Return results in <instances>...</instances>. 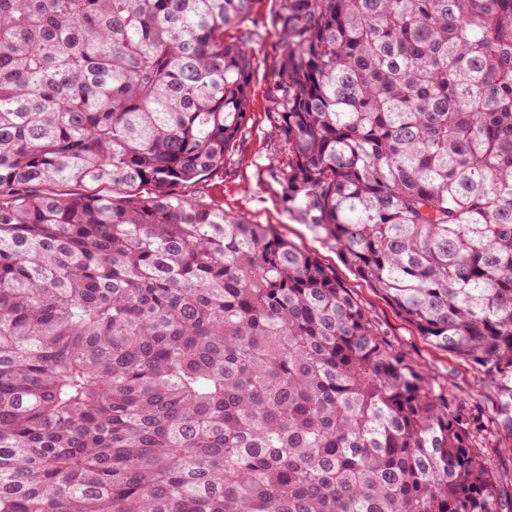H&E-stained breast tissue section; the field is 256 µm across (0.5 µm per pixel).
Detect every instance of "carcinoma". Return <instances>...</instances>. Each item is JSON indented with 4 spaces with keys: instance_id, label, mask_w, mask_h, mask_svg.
<instances>
[{
    "instance_id": "carcinoma-1",
    "label": "carcinoma",
    "mask_w": 512,
    "mask_h": 512,
    "mask_svg": "<svg viewBox=\"0 0 512 512\" xmlns=\"http://www.w3.org/2000/svg\"><path fill=\"white\" fill-rule=\"evenodd\" d=\"M256 0H0V512H512L448 388L224 169ZM288 204L512 431V0H276Z\"/></svg>"
}]
</instances>
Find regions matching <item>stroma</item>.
<instances>
[{"mask_svg": "<svg viewBox=\"0 0 512 512\" xmlns=\"http://www.w3.org/2000/svg\"><path fill=\"white\" fill-rule=\"evenodd\" d=\"M272 0H256L252 15L232 37H250L255 64L250 77L249 114L239 141L224 161V170L191 187V194L221 205L230 215L252 224H269L281 236L315 256L335 273L380 324L386 339L436 382L447 385L481 423V449L504 493L512 492V433L497 425L498 391L473 364L436 349L389 304L342 262L332 241L318 235L305 216L284 201L278 181L287 151L271 122L274 71L283 47L272 26Z\"/></svg>", "mask_w": 512, "mask_h": 512, "instance_id": "obj_1", "label": "stroma"}]
</instances>
